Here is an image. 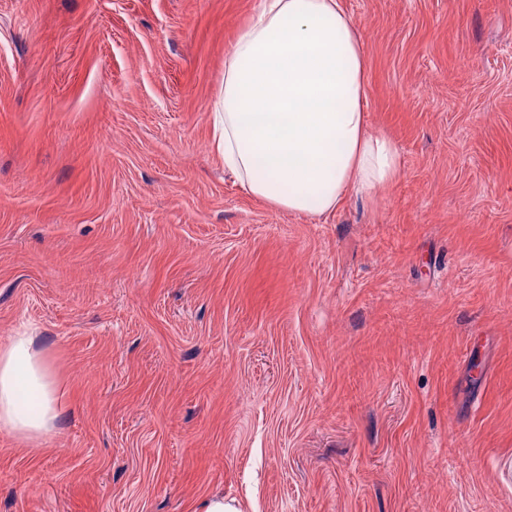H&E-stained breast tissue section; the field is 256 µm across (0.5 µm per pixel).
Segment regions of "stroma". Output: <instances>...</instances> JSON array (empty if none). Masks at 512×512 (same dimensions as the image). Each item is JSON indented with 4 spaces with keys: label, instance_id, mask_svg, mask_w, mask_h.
<instances>
[{
    "label": "stroma",
    "instance_id": "1",
    "mask_svg": "<svg viewBox=\"0 0 512 512\" xmlns=\"http://www.w3.org/2000/svg\"><path fill=\"white\" fill-rule=\"evenodd\" d=\"M258 3L0 0V512H512V0H344L401 174L322 217L216 149ZM34 335L20 330L0 345V428L22 440L49 436L60 417L57 383Z\"/></svg>",
    "mask_w": 512,
    "mask_h": 512
}]
</instances>
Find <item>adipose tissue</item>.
<instances>
[{
  "label": "adipose tissue",
  "mask_w": 512,
  "mask_h": 512,
  "mask_svg": "<svg viewBox=\"0 0 512 512\" xmlns=\"http://www.w3.org/2000/svg\"><path fill=\"white\" fill-rule=\"evenodd\" d=\"M363 35L344 0H260L224 60L214 112L224 165L272 209L323 215L400 174L395 143L365 112ZM58 387L24 329L0 344V428L52 434Z\"/></svg>",
  "instance_id": "1"
}]
</instances>
